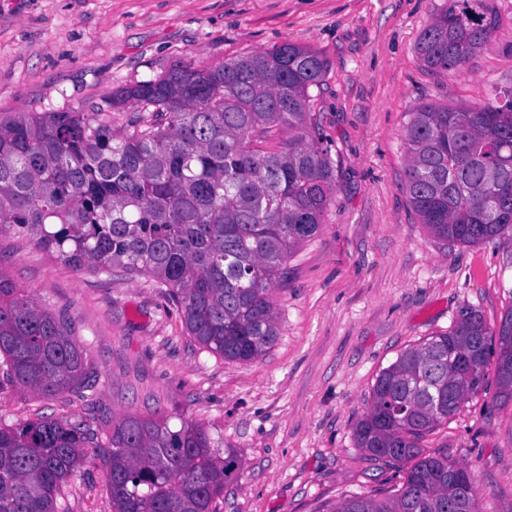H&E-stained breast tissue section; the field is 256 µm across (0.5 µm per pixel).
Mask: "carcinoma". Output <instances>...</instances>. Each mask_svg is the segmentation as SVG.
<instances>
[{"label":"carcinoma","mask_w":512,"mask_h":512,"mask_svg":"<svg viewBox=\"0 0 512 512\" xmlns=\"http://www.w3.org/2000/svg\"><path fill=\"white\" fill-rule=\"evenodd\" d=\"M498 28L493 0H445L421 33L419 59L456 74ZM328 67L321 52L282 43L118 86L90 114L1 116L0 232L16 228L77 270L144 277L199 346L232 361L261 356L279 336L275 284L333 200L312 95ZM114 112L129 113L120 136ZM277 131L279 148L257 146ZM406 143L405 190L434 238L474 245L512 232V88L482 105H418ZM459 354L472 365L457 367ZM0 358L12 382L45 397L82 386L89 373L65 316L1 271ZM492 361L497 400L509 403L512 335L468 307L384 368L354 436L374 459L407 465L402 486L351 495L333 512H452L450 467L477 506L472 470L446 453L423 454L420 443L485 387ZM94 440L83 422L0 423V512H69L62 486ZM99 457L112 512H219L241 466L204 425L173 428L161 415L112 421Z\"/></svg>","instance_id":"1"}]
</instances>
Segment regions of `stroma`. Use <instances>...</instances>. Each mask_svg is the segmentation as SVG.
Listing matches in <instances>:
<instances>
[{"label": "stroma", "mask_w": 512, "mask_h": 512, "mask_svg": "<svg viewBox=\"0 0 512 512\" xmlns=\"http://www.w3.org/2000/svg\"><path fill=\"white\" fill-rule=\"evenodd\" d=\"M444 0H0V113L93 112L123 84L173 64L210 66L285 42L330 62L317 96L336 166L319 232L289 258L273 301L280 335L261 357L231 361L188 335L144 278L78 270L15 231L0 233V270L65 312L96 382L44 398L0 372V416L84 421L128 414L193 420L242 460L220 512H331L351 494L380 497L401 467L357 447L383 368L448 331L462 307L499 328L512 309V236L443 244L404 188L405 127L419 104L477 105L512 87V0L499 28L456 74L427 71L422 30ZM497 379L421 442L477 481L479 512H512V403ZM71 512H112L100 460L63 486Z\"/></svg>", "instance_id": "1"}]
</instances>
